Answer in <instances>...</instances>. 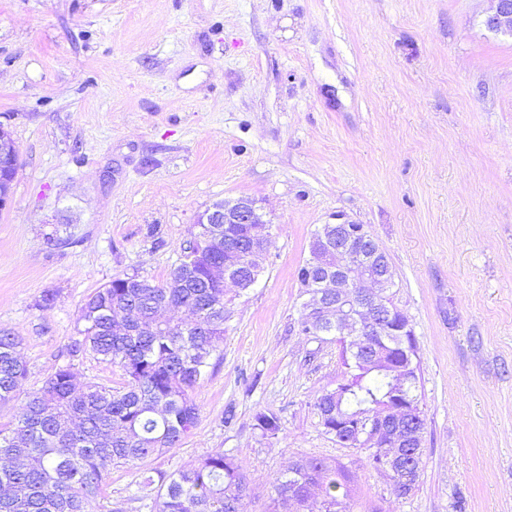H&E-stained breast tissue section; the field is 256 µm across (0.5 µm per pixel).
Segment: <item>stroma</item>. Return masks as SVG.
<instances>
[{
	"label": "stroma",
	"mask_w": 512,
	"mask_h": 512,
	"mask_svg": "<svg viewBox=\"0 0 512 512\" xmlns=\"http://www.w3.org/2000/svg\"><path fill=\"white\" fill-rule=\"evenodd\" d=\"M495 0H0V127L18 155L0 209V329L27 366L0 425L70 357L85 298L116 276L163 280L220 201L270 224L179 447L113 468L101 512H156L157 485L221 449L244 512L304 458L343 468L346 512H512V36ZM362 224L391 262L417 347L418 488L324 432L335 338L303 333L297 270L315 230ZM54 303L39 307L45 292ZM232 423H225L226 413ZM259 412L278 437L262 438ZM497 2L494 14L485 20L487 28L498 33H512V0H495Z\"/></svg>",
	"instance_id": "stroma-1"
}]
</instances>
